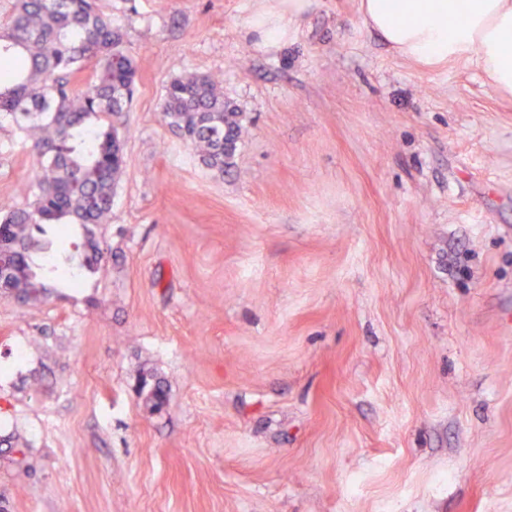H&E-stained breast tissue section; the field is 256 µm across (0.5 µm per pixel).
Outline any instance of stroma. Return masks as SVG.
<instances>
[{
	"label": "stroma",
	"instance_id": "35a3bbf8",
	"mask_svg": "<svg viewBox=\"0 0 512 512\" xmlns=\"http://www.w3.org/2000/svg\"><path fill=\"white\" fill-rule=\"evenodd\" d=\"M137 66L94 273L0 289V512H512V94L358 0H102ZM217 74L207 168L160 112ZM39 158L0 115V211ZM162 385L161 408L143 385ZM288 2V11H274L273 8L262 13L254 23L255 29L259 30L263 36V40H277L288 32L289 18H295L302 15L308 8L311 0H279ZM288 13V16L286 15ZM219 77L193 74L173 79L166 87L161 112L198 152L202 162L223 171L242 134L239 112L224 101Z\"/></svg>",
	"mask_w": 512,
	"mask_h": 512
}]
</instances>
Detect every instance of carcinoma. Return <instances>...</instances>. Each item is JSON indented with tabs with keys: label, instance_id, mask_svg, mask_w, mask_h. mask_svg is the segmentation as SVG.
Listing matches in <instances>:
<instances>
[{
	"label": "carcinoma",
	"instance_id": "1",
	"mask_svg": "<svg viewBox=\"0 0 512 512\" xmlns=\"http://www.w3.org/2000/svg\"><path fill=\"white\" fill-rule=\"evenodd\" d=\"M121 44L122 34L97 0H16L12 20L0 33V113L35 132L41 164L33 202L0 217V249L11 253L0 288L26 301H40L54 287L33 259L52 247L33 236L34 219L76 224L83 231V245L55 257L70 270H95L103 258L93 227L109 223L123 169V156L112 150L118 131L108 119L128 106L137 74ZM90 59L98 69L83 90L74 75ZM161 112L206 166L224 170L242 127L239 113L224 101L219 77L173 79Z\"/></svg>",
	"mask_w": 512,
	"mask_h": 512
}]
</instances>
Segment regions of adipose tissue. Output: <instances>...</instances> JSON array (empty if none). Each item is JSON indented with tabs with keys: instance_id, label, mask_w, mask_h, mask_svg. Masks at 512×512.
I'll return each instance as SVG.
<instances>
[{
	"instance_id": "adipose-tissue-1",
	"label": "adipose tissue",
	"mask_w": 512,
	"mask_h": 512,
	"mask_svg": "<svg viewBox=\"0 0 512 512\" xmlns=\"http://www.w3.org/2000/svg\"><path fill=\"white\" fill-rule=\"evenodd\" d=\"M363 24L395 55L429 69L476 57L487 85L512 93V0H359Z\"/></svg>"
}]
</instances>
